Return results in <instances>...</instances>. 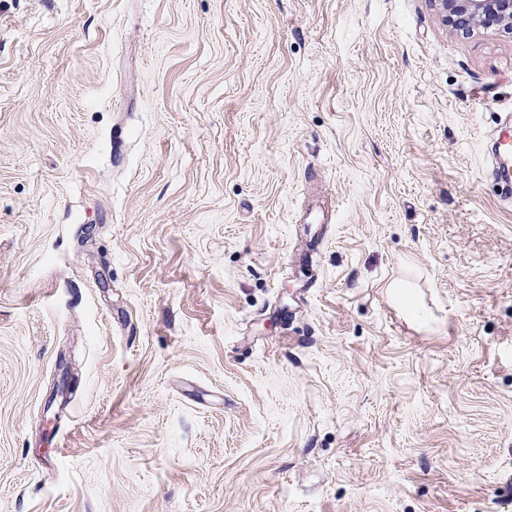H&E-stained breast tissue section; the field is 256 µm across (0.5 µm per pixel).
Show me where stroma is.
Returning a JSON list of instances; mask_svg holds the SVG:
<instances>
[{
    "label": "stroma",
    "mask_w": 512,
    "mask_h": 512,
    "mask_svg": "<svg viewBox=\"0 0 512 512\" xmlns=\"http://www.w3.org/2000/svg\"><path fill=\"white\" fill-rule=\"evenodd\" d=\"M507 117L432 0H0V512H512Z\"/></svg>",
    "instance_id": "obj_1"
}]
</instances>
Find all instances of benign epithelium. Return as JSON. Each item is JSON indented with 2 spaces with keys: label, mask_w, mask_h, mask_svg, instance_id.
Instances as JSON below:
<instances>
[{
  "label": "benign epithelium",
  "mask_w": 512,
  "mask_h": 512,
  "mask_svg": "<svg viewBox=\"0 0 512 512\" xmlns=\"http://www.w3.org/2000/svg\"><path fill=\"white\" fill-rule=\"evenodd\" d=\"M446 26L463 34L494 29L512 34V0H434Z\"/></svg>",
  "instance_id": "7a95c632"
}]
</instances>
